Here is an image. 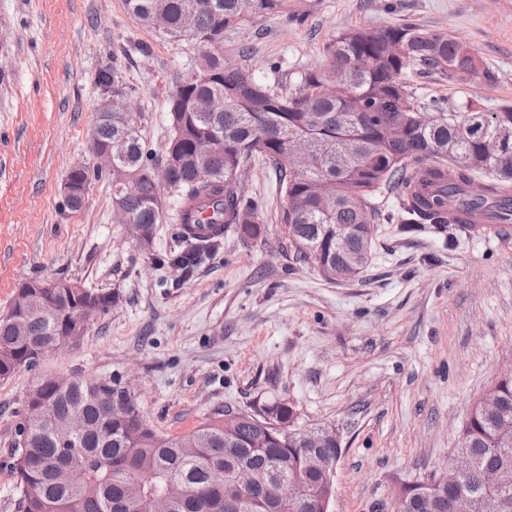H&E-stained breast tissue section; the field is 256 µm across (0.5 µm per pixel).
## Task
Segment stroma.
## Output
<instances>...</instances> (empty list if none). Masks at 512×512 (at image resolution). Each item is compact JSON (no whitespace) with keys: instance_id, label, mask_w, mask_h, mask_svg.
<instances>
[{"instance_id":"35a3bbf8","label":"stroma","mask_w":512,"mask_h":512,"mask_svg":"<svg viewBox=\"0 0 512 512\" xmlns=\"http://www.w3.org/2000/svg\"><path fill=\"white\" fill-rule=\"evenodd\" d=\"M308 5L301 24L241 26L257 80L322 64L339 31L408 19L448 31L497 76L453 89L422 75V93L512 103V0ZM198 52L140 25L124 0H0V315L36 279L112 294L78 345L0 381V512H19L12 448L26 395L47 377L129 383L146 420L173 436L227 407L288 404L299 424L341 436L332 512H394L400 486L448 464L474 399L512 369V226L482 238L456 228L447 250L434 235L380 224L368 271L335 284L296 260L276 174L260 161L241 186L264 204L266 223L254 237L227 228L187 276L165 261L184 247L169 191L149 251L114 223L107 180L92 182L80 210L64 205L69 167L92 159L95 73L120 69L159 151L174 77Z\"/></svg>"}]
</instances>
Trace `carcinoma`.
<instances>
[{
  "label": "carcinoma",
  "mask_w": 512,
  "mask_h": 512,
  "mask_svg": "<svg viewBox=\"0 0 512 512\" xmlns=\"http://www.w3.org/2000/svg\"><path fill=\"white\" fill-rule=\"evenodd\" d=\"M141 25L166 24L165 36L178 41L194 25L193 40L206 48L196 65L175 75L167 99L171 134L161 159L154 157L134 119L112 115L98 119L100 146H112V171L89 164L69 169L75 196L71 210L82 207L92 182L107 179L112 204L124 207L133 224L152 244L163 216L155 170L168 172L167 188L177 202L180 224H224L253 235L265 222L262 204L247 197L241 179L248 162L264 160L279 174L281 220L296 254L329 282L360 277L368 267L375 225H400L404 233H430L456 245L451 211L475 217L512 219V150L493 158L482 136L499 129L512 132V104L489 110L472 101L420 98L409 74L434 73L456 87L476 79L487 83L496 74L470 46L451 34L407 22L386 28L351 27L323 47L325 62L307 68L283 84L257 81L239 64L224 66V57L247 56L233 40L246 21L280 16L290 23L308 17L306 0H125ZM97 89L112 88L116 104L133 97L121 72L100 69ZM487 178L481 195L471 192ZM397 194L398 207L383 211L376 200L385 191ZM185 252L171 264L190 272L199 262L201 243L216 235L183 236ZM112 294L93 288L84 294L55 295L63 322L39 317L41 297L25 306H10L0 317V381L35 368L40 347L66 340L60 333L71 311L94 303L107 311ZM122 394L121 382L78 377L68 388L46 378L27 395L29 411L15 447L13 470L21 512H150L161 494L172 498V512H313L312 501L333 490L331 472L314 465L304 443L307 428L283 403L262 408L288 425V435L267 431L253 418L227 428L221 416L209 415L176 437L158 433L143 417L136 398L112 409L101 402L104 391ZM50 404L59 419H78L85 431L63 446L52 436L50 421L40 416ZM456 452L474 459L466 475L448 471V482L429 486L405 484L395 512H445L444 504L460 493L484 512L489 498L502 512H512V377H496L474 401L459 431ZM64 463L70 479L56 481L54 466ZM246 466L280 473L296 487L294 499L276 503L256 500L237 488L236 469ZM495 466L501 482L484 484L481 471ZM224 469V484L209 483L208 471Z\"/></svg>",
  "instance_id": "1"
}]
</instances>
